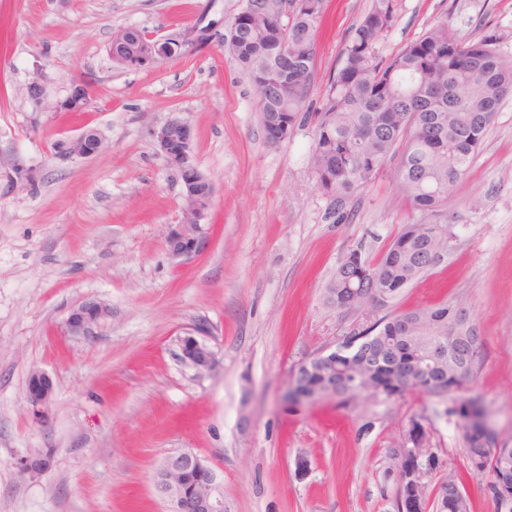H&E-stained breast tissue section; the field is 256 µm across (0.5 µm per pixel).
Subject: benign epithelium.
<instances>
[{
  "label": "benign epithelium",
  "instance_id": "obj_1",
  "mask_svg": "<svg viewBox=\"0 0 512 512\" xmlns=\"http://www.w3.org/2000/svg\"><path fill=\"white\" fill-rule=\"evenodd\" d=\"M134 28L116 31L109 45L113 61L134 68H150L181 53L186 44L169 38L148 35L143 47L133 45ZM90 99L88 86L83 82L72 84L71 93L60 107L69 112H82ZM153 137L168 164L180 175L182 182L183 218L171 228L166 244L171 256L190 258L202 252L207 243L204 228L208 209L215 188L213 183L190 162V151L195 139L193 127L179 117H172L153 130ZM66 153L63 160L87 159L100 153L103 141L94 129H86L79 135L64 140ZM346 307L366 313L381 309L380 295L376 294L365 303L360 302L356 289H350ZM106 315L98 302L87 301L73 309L66 320L68 332L84 334ZM207 329L203 326L190 328L179 338V356L198 372L211 371L215 367V353L206 344ZM33 375L41 386L26 395V402L34 409L46 405L53 395L50 377L35 370ZM428 455L426 448H407L398 454L401 467H410L419 473L420 462ZM196 476L193 493L186 494L184 482L189 473ZM157 494L167 503V512H225L224 481L204 459L191 451L170 455L163 468L153 478Z\"/></svg>",
  "mask_w": 512,
  "mask_h": 512
}]
</instances>
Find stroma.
Here are the masks:
<instances>
[{"label":"stroma","instance_id":"35a3bbf8","mask_svg":"<svg viewBox=\"0 0 512 512\" xmlns=\"http://www.w3.org/2000/svg\"><path fill=\"white\" fill-rule=\"evenodd\" d=\"M245 0H0V512H166L152 475L191 451L224 481L225 512H396L388 450L422 424L439 466L465 468L447 398L365 395L288 404L289 371L365 323L326 301L341 257L378 260L415 220L397 158L343 209L316 188V122L357 22L373 0H324L307 119L268 144L255 92L224 53ZM375 46L385 60L438 20L512 58V0H392ZM136 27L188 44L150 68L113 63L115 31ZM86 111L59 104L72 81ZM39 97L28 93L30 84ZM190 123V160L215 187L208 242L190 259L166 247L182 183L154 128ZM92 128L103 149L63 161L54 145ZM447 258L397 307L454 300L473 313L483 355L469 393L512 446V97L468 174L448 190ZM94 300L108 316L85 336L70 311ZM208 328L219 361L200 374L178 357L188 328ZM52 380L40 410L32 370ZM51 451L47 471L28 456ZM308 469H301V461Z\"/></svg>","mask_w":512,"mask_h":512}]
</instances>
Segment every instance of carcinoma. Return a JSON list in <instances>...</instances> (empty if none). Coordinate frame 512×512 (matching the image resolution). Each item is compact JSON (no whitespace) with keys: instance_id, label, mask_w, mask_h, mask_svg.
Returning a JSON list of instances; mask_svg holds the SVG:
<instances>
[{"instance_id":"1","label":"carcinoma","mask_w":512,"mask_h":512,"mask_svg":"<svg viewBox=\"0 0 512 512\" xmlns=\"http://www.w3.org/2000/svg\"><path fill=\"white\" fill-rule=\"evenodd\" d=\"M319 17L320 12L306 10L284 23L267 11L250 21L238 14L229 26L235 35L224 38L225 51L254 86L266 134L303 118L315 71ZM391 20L392 0H373L353 29L318 116L310 165L317 189L341 204L396 155L399 189L419 216L401 225L379 261L352 249L348 263L336 268L327 288L329 303L340 307L350 286L367 297L380 290L390 312L360 333L345 336L333 365L314 373L298 368L295 392H330L343 400L363 394L400 399L411 393L404 372L418 360L412 337L459 352L462 368L450 366L442 376L443 393L452 398L446 414L457 418L462 431L467 474L486 478L484 495L495 512H512V448H498L479 400L455 399L475 380L481 336L458 345L453 335L460 319L456 301L395 310L405 288L433 269L429 255L451 248L454 234L444 220L448 188L469 172L500 104L512 96V60L486 39L460 40L448 21L439 20L396 55L378 61L374 48ZM426 446L425 431L413 420L389 449L396 502L408 504L418 492L419 512H475L460 474L441 481L432 499L425 482L416 492L413 482L394 473L397 449Z\"/></svg>"}]
</instances>
